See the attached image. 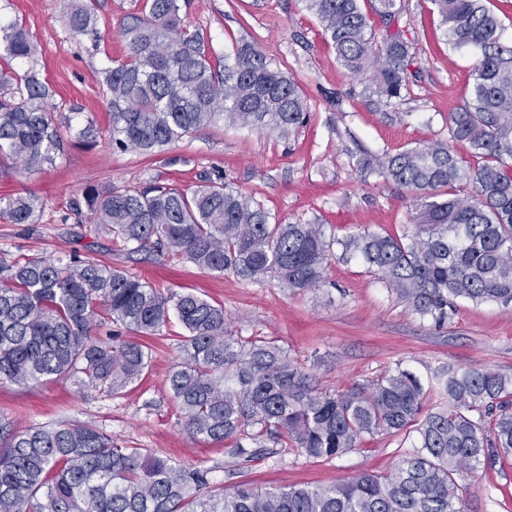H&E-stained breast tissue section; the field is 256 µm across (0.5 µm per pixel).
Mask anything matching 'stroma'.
<instances>
[{
    "label": "stroma",
    "mask_w": 512,
    "mask_h": 512,
    "mask_svg": "<svg viewBox=\"0 0 512 512\" xmlns=\"http://www.w3.org/2000/svg\"><path fill=\"white\" fill-rule=\"evenodd\" d=\"M96 35H77L66 21V0H0V21H19L37 47L33 65L48 82L55 120L94 121L95 146L65 140L54 164L0 171V197L29 192L42 200L32 224L0 215V257L91 255L159 288L191 291L224 307L234 335L261 337L304 362L322 391H341L402 367L427 376L442 365L490 368L512 374V304L462 302L443 327L412 314L358 262L332 263L319 289L292 292L276 281L250 284L208 274L158 252L117 250L107 235L77 213L87 189L176 184L186 189L222 178L254 196L279 222L323 224L326 237L369 228L402 233L411 200L377 176L361 177L356 160L396 153L422 143L448 141V114L469 95L476 56L450 49L430 0H397V21L415 60L397 101L349 74L326 40L319 19L302 0H191L188 20L215 51L257 44L273 68L292 78L308 106L307 120L290 137L217 124L161 153L114 151L101 71L126 52L119 33L143 0H88ZM178 322L150 339L152 363L139 383L107 396L70 381L28 388L0 385V429L18 432L40 423L89 422L125 446L148 448L172 462L212 467L213 486L241 481L262 488L329 485L363 473L390 472L408 451L405 434H378L331 460H315L270 444L266 457L236 465L232 446L191 439L166 378L182 359ZM464 512H512V457L477 468L459 482Z\"/></svg>",
    "instance_id": "obj_1"
}]
</instances>
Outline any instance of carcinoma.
<instances>
[{
	"mask_svg": "<svg viewBox=\"0 0 512 512\" xmlns=\"http://www.w3.org/2000/svg\"><path fill=\"white\" fill-rule=\"evenodd\" d=\"M322 23L341 66L370 76L373 92L401 97L414 56L390 27L397 0H378L381 38L360 0H302ZM448 45L478 54L466 101L448 113L451 139L471 164L437 142L363 156L356 169L407 190L409 227L326 238L322 224L272 220L253 196L208 180L139 190L90 188L89 223L122 250L155 248L209 273L293 292L325 282L331 262L354 259L415 315L436 325L460 301L512 302V42L485 0H431ZM188 0H144L123 19L127 54L102 72L112 148L156 154L218 122L287 138L306 119L299 86L258 46L209 53L190 28ZM75 34L94 33L87 0H68ZM11 60L37 52L18 22L0 25ZM52 91L37 73L0 70V157L26 169L53 164L63 137ZM70 138L96 143L89 122ZM11 222L35 223V194L0 198ZM341 246V252L333 245ZM176 318L182 362L167 381L194 438L233 444L237 466L269 454L265 441L329 460L369 435L414 429L417 442L387 475L362 474L305 488L211 487V469L169 463L87 423L31 427L0 443V512H462L457 479L512 454V376L443 365L421 379L400 367L343 391H320L304 366L272 341L232 335L224 306L193 292L156 288L93 258L0 257V384L70 380L117 395L149 369V349L123 336L92 337L110 320L157 335ZM433 394L438 406L427 409Z\"/></svg>",
	"mask_w": 512,
	"mask_h": 512,
	"instance_id": "cac0c4a2",
	"label": "carcinoma"
}]
</instances>
